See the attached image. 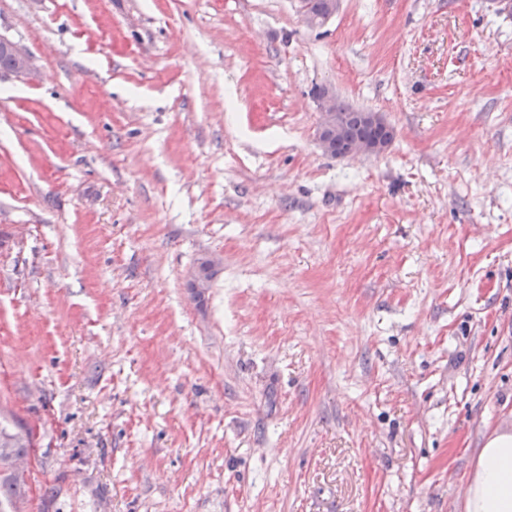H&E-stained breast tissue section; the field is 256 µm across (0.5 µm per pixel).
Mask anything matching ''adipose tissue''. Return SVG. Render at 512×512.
Returning <instances> with one entry per match:
<instances>
[{
    "mask_svg": "<svg viewBox=\"0 0 512 512\" xmlns=\"http://www.w3.org/2000/svg\"><path fill=\"white\" fill-rule=\"evenodd\" d=\"M466 512H512V434L491 437L470 477Z\"/></svg>",
    "mask_w": 512,
    "mask_h": 512,
    "instance_id": "obj_1",
    "label": "adipose tissue"
}]
</instances>
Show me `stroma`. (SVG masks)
Here are the masks:
<instances>
[{
    "instance_id": "35a3bbf8",
    "label": "stroma",
    "mask_w": 512,
    "mask_h": 512,
    "mask_svg": "<svg viewBox=\"0 0 512 512\" xmlns=\"http://www.w3.org/2000/svg\"><path fill=\"white\" fill-rule=\"evenodd\" d=\"M0 33L39 66L0 81L26 512H465L512 430V14L0 0ZM323 86L389 147L324 153ZM299 11L302 14V17L305 23L308 26L316 27L322 25L326 20L336 14V12L340 8L341 0H305L307 12L315 15H320L325 12V15L318 17H310L308 13H306L305 9L302 8V0H299ZM327 3V5H326Z\"/></svg>"
}]
</instances>
